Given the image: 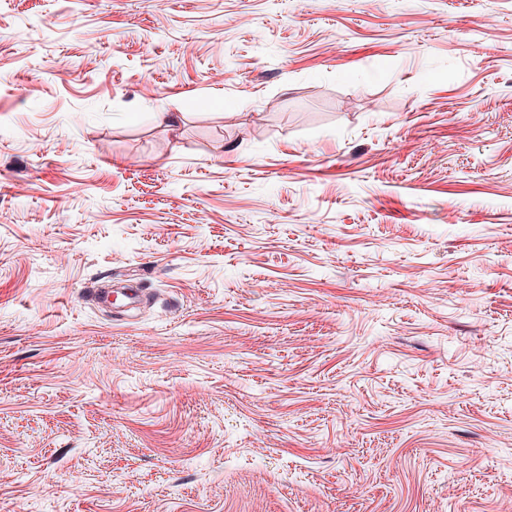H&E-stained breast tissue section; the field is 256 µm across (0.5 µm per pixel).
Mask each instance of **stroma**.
Wrapping results in <instances>:
<instances>
[{"mask_svg": "<svg viewBox=\"0 0 512 512\" xmlns=\"http://www.w3.org/2000/svg\"><path fill=\"white\" fill-rule=\"evenodd\" d=\"M0 512H512V0H0Z\"/></svg>", "mask_w": 512, "mask_h": 512, "instance_id": "stroma-1", "label": "stroma"}]
</instances>
